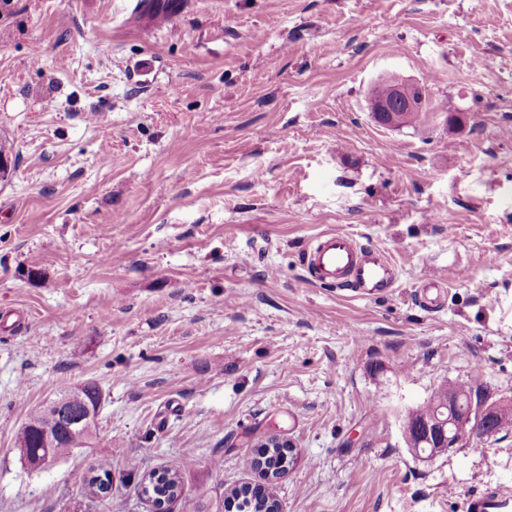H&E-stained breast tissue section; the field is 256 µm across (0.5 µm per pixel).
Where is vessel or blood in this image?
<instances>
[{
    "mask_svg": "<svg viewBox=\"0 0 512 512\" xmlns=\"http://www.w3.org/2000/svg\"><path fill=\"white\" fill-rule=\"evenodd\" d=\"M313 276L325 284L341 285L364 298L390 293L396 277L392 262L378 249L357 243L346 232H329L316 237L305 253ZM445 280L431 272L422 281V302L433 308ZM466 512H512V488L497 485L469 496Z\"/></svg>",
    "mask_w": 512,
    "mask_h": 512,
    "instance_id": "vessel-or-blood-1",
    "label": "vessel or blood"
}]
</instances>
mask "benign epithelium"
<instances>
[{"mask_svg":"<svg viewBox=\"0 0 512 512\" xmlns=\"http://www.w3.org/2000/svg\"><path fill=\"white\" fill-rule=\"evenodd\" d=\"M421 85L397 79L390 84L389 95L376 100L375 111L382 115L396 112H414L424 107L425 95ZM83 386L67 390L50 403L55 407L63 403L74 406L83 404ZM434 410L430 417L419 424L414 431L405 433V443L410 452L419 460L431 461L448 448L475 445L483 437L487 428L497 422L499 402L486 396H476L468 391L442 387L431 396ZM55 440L45 439V451L33 461L36 469L44 468L57 461L52 451ZM262 448H284L288 465H293L296 446L291 439L270 438L260 444Z\"/></svg>","mask_w":512,"mask_h":512,"instance_id":"benign-epithelium-1","label":"benign epithelium"}]
</instances>
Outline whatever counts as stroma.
<instances>
[{"label":"stroma","instance_id":"1","mask_svg":"<svg viewBox=\"0 0 512 512\" xmlns=\"http://www.w3.org/2000/svg\"><path fill=\"white\" fill-rule=\"evenodd\" d=\"M388 74L419 127L369 112ZM0 139V512H151L174 461L171 512H225L274 434L280 512L512 486V429L430 462L402 431L446 384L512 400V0H0ZM331 231L391 257L388 297L311 278ZM87 381L95 437L30 469L17 431ZM420 288H422L421 302L427 308H435L439 303V298L443 292V289L446 288V282L437 273L430 272L422 280V285ZM284 439V438H283ZM282 438H270L265 442L261 443L258 448H273V450L269 453L268 451L262 454V460L259 462V465L263 463V465L272 470L273 473H278L284 467L285 459H288V470L290 466H293L295 460L296 446L292 438L288 437V440H283ZM277 448H287L288 450H284L285 455L279 451ZM185 467L183 462H173L160 472L152 471L141 479L145 484V492L149 491L154 503L170 500L180 493V471Z\"/></svg>","mask_w":512,"mask_h":512}]
</instances>
